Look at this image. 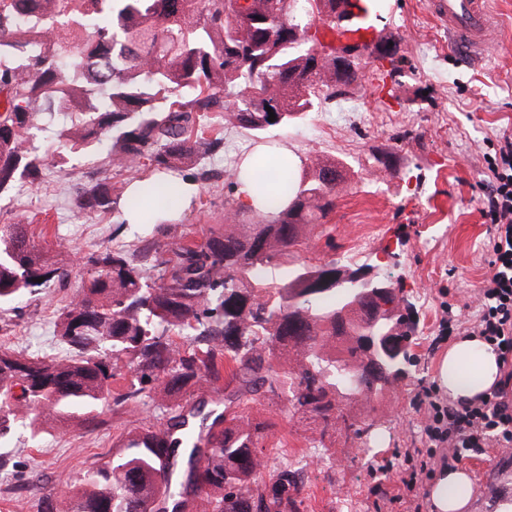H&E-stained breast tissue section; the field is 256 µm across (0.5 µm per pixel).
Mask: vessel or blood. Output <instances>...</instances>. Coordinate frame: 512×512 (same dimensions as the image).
<instances>
[{
    "label": "vessel or blood",
    "mask_w": 512,
    "mask_h": 512,
    "mask_svg": "<svg viewBox=\"0 0 512 512\" xmlns=\"http://www.w3.org/2000/svg\"><path fill=\"white\" fill-rule=\"evenodd\" d=\"M435 6L448 22L452 46L474 58L484 56L494 23L486 0H436ZM373 35V26L363 16L335 32L341 41H364Z\"/></svg>",
    "instance_id": "vessel-or-blood-1"
}]
</instances>
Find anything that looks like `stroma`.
<instances>
[{
    "label": "stroma",
    "mask_w": 512,
    "mask_h": 512,
    "mask_svg": "<svg viewBox=\"0 0 512 512\" xmlns=\"http://www.w3.org/2000/svg\"><path fill=\"white\" fill-rule=\"evenodd\" d=\"M487 8L495 18L492 48L482 61L468 63L450 48L430 0H383L372 20L374 40L397 44L394 65H364L362 78L321 110L269 133L303 162L331 159L345 166L335 207L324 223L309 228L301 259L375 267L402 280L417 340L411 378L346 407V414L372 425L352 444L334 432L319 437L309 413L287 411L286 400L269 399L265 390L253 393L247 414L267 434L268 467L284 457L298 464L299 512H389L384 491L398 486L406 449L423 445L415 396L434 383L442 351L433 340L443 307L452 305L470 321L479 313L491 235L479 213L483 155L503 130L512 131V0H488ZM205 119L223 144L203 169L180 172V180L194 186L193 203L161 232L151 224L121 223L118 204L104 214L80 210L82 190L104 179L121 188L128 176L94 150L64 149L60 133L68 116L45 123L34 142L47 157L41 178L17 181L0 194V224L24 225L31 242L51 256L68 244L69 276L1 307L7 330L0 342L33 355H64L54 322L79 297L89 253L180 237L200 241L210 225L221 223L225 204L235 198L227 174L261 141L225 124L222 113ZM335 122L342 134L325 136L324 126ZM139 420L134 406L117 415L107 411L91 427L57 425L37 445L25 428H16L0 442V455L11 463L0 472V512H42L50 490L79 488L86 469L111 458ZM317 438L324 449L314 448ZM501 454L491 448L464 460L479 490L470 512H500L494 493Z\"/></svg>",
    "instance_id": "1"
}]
</instances>
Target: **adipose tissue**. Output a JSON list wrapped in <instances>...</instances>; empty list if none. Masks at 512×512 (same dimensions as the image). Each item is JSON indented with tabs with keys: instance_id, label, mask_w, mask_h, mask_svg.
<instances>
[{
	"instance_id": "1",
	"label": "adipose tissue",
	"mask_w": 512,
	"mask_h": 512,
	"mask_svg": "<svg viewBox=\"0 0 512 512\" xmlns=\"http://www.w3.org/2000/svg\"><path fill=\"white\" fill-rule=\"evenodd\" d=\"M281 162L289 160L297 164V157L288 151L270 156L259 151L248 156L241 165V173L236 179V199L239 206L250 213L265 216L276 213L288 204L287 197L277 190L260 191L257 173L265 169L267 160ZM194 188L190 183H181L161 177L145 178L132 183L124 209V220L129 224L142 221L139 200H148L155 211L166 209L180 210L191 202ZM500 377L498 356L489 343L478 337L457 341L442 355L436 381L451 400L471 401L489 392ZM431 512H467L477 487L464 467L442 471L427 487Z\"/></svg>"
}]
</instances>
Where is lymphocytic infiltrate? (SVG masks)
<instances>
[{
  "instance_id": "obj_1",
  "label": "lymphocytic infiltrate",
  "mask_w": 512,
  "mask_h": 512,
  "mask_svg": "<svg viewBox=\"0 0 512 512\" xmlns=\"http://www.w3.org/2000/svg\"><path fill=\"white\" fill-rule=\"evenodd\" d=\"M485 179L479 212L495 234L490 241L488 273L480 290L481 309L472 325L452 314L439 324L440 341L477 336L494 346L501 377L480 400L455 402L423 389L418 407L424 415V447L414 449L402 487L389 505L407 502L419 482L436 470L485 454L487 448L512 447V134H502L484 155Z\"/></svg>"
}]
</instances>
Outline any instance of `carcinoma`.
I'll return each instance as SVG.
<instances>
[{"instance_id":"obj_1","label":"carcinoma","mask_w":512,"mask_h":512,"mask_svg":"<svg viewBox=\"0 0 512 512\" xmlns=\"http://www.w3.org/2000/svg\"><path fill=\"white\" fill-rule=\"evenodd\" d=\"M340 2L0 0V191L19 175L40 176L32 129L45 114L80 111L63 132L66 143L104 142L108 165L138 179L144 167L164 173L209 156L220 138L196 125L220 106L225 123L259 136L318 111L349 80L335 49L308 35L306 17L317 13L334 28ZM342 178L341 164L316 161L278 180L288 207L268 219L248 222L229 202L224 223L199 244L180 239L91 256L87 287L55 321L65 359L0 345V439L24 425L39 441L45 414L92 423L158 387L177 402L216 392L231 367L224 410L207 411L201 399L164 424L128 431L111 459L85 471L69 512H149L158 494L171 512L189 502L204 503V512H298L293 471L282 465L261 479L264 436L234 403L266 385L272 397L289 394L293 408L310 412L323 436L345 418L343 406L391 385L354 380L367 320L353 289L310 287L313 278L336 283L348 266L298 259L307 228L333 210ZM113 194L100 182L77 206L103 212ZM282 266L287 278L262 277ZM68 276L65 259L49 261L22 225H0V306ZM400 302L385 298L398 336L406 328ZM377 359L399 377L413 363L410 351L398 357L387 345ZM123 366L134 380L114 391Z\"/></svg>"}]
</instances>
